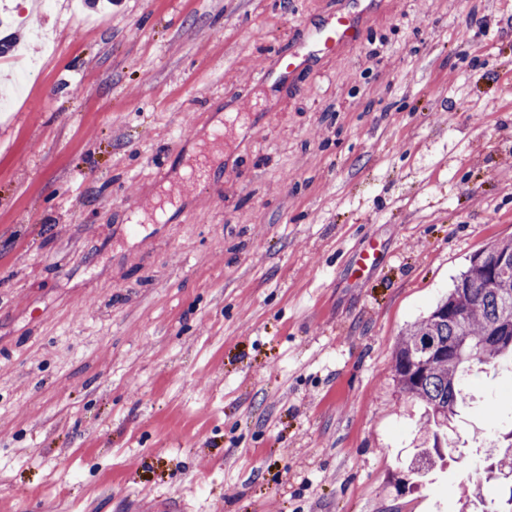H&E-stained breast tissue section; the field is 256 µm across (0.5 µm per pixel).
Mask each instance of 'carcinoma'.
I'll return each mask as SVG.
<instances>
[{"mask_svg": "<svg viewBox=\"0 0 512 512\" xmlns=\"http://www.w3.org/2000/svg\"><path fill=\"white\" fill-rule=\"evenodd\" d=\"M512 320V241H501L474 253L453 288L425 317L405 331L394 352V374L401 391L425 405L434 429L432 447L419 448L407 472L397 479L400 491L417 487L419 479L444 461L441 445L466 403L471 376L483 365L512 352V340L496 341L492 333ZM487 447L503 448L487 465L493 479L512 476V431L489 439Z\"/></svg>", "mask_w": 512, "mask_h": 512, "instance_id": "carcinoma-1", "label": "carcinoma"}]
</instances>
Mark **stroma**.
I'll return each instance as SVG.
<instances>
[{
  "label": "stroma",
  "instance_id": "stroma-1",
  "mask_svg": "<svg viewBox=\"0 0 512 512\" xmlns=\"http://www.w3.org/2000/svg\"><path fill=\"white\" fill-rule=\"evenodd\" d=\"M346 4L0 0L53 36L22 35L0 112V512H462L512 365L401 494L422 409L393 354L512 239V0H379L357 44L259 83ZM195 155L207 186L161 182Z\"/></svg>",
  "mask_w": 512,
  "mask_h": 512
}]
</instances>
